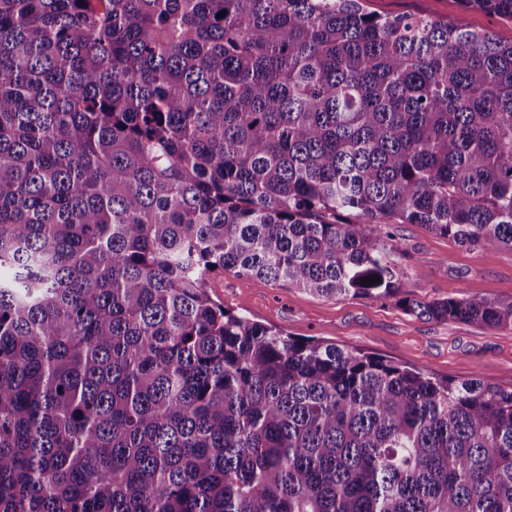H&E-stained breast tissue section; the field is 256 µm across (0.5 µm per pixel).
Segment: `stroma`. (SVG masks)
I'll return each instance as SVG.
<instances>
[{"label": "stroma", "mask_w": 512, "mask_h": 512, "mask_svg": "<svg viewBox=\"0 0 512 512\" xmlns=\"http://www.w3.org/2000/svg\"><path fill=\"white\" fill-rule=\"evenodd\" d=\"M377 15L413 14L485 30L512 42V20L464 7L460 0H363ZM395 261L404 295L424 300L488 298L512 303V251L469 249L421 224H397ZM209 293L235 314L303 338L356 348L438 378L476 377L512 390V329L491 330L459 320L429 321L395 300L322 297L280 282L258 284L224 272Z\"/></svg>", "instance_id": "stroma-1"}]
</instances>
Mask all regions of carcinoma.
I'll return each instance as SVG.
<instances>
[{"label": "carcinoma", "instance_id": "1", "mask_svg": "<svg viewBox=\"0 0 512 512\" xmlns=\"http://www.w3.org/2000/svg\"><path fill=\"white\" fill-rule=\"evenodd\" d=\"M391 224L512 250V43L361 0H0V512H512V391L208 294L512 329L403 295Z\"/></svg>", "mask_w": 512, "mask_h": 512}]
</instances>
